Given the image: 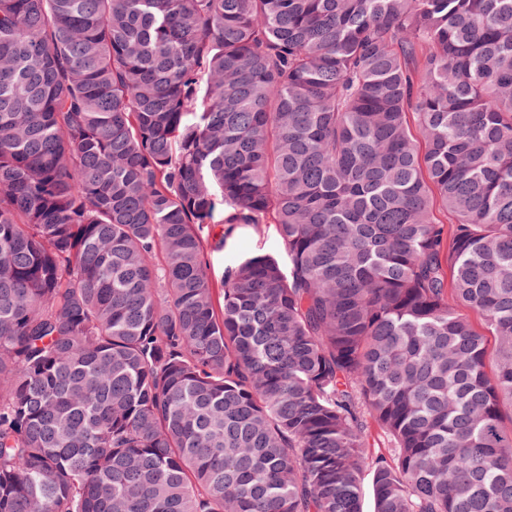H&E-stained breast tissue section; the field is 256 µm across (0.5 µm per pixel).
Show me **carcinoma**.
Here are the masks:
<instances>
[{
  "instance_id": "cac0c4a2",
  "label": "carcinoma",
  "mask_w": 512,
  "mask_h": 512,
  "mask_svg": "<svg viewBox=\"0 0 512 512\" xmlns=\"http://www.w3.org/2000/svg\"><path fill=\"white\" fill-rule=\"evenodd\" d=\"M507 410L512 0H0V512H512ZM204 234L212 247L224 236V246L209 248L207 253L209 273L216 288H223L224 268L232 261L257 252L278 253L274 224H261L259 229L236 224H210Z\"/></svg>"
}]
</instances>
